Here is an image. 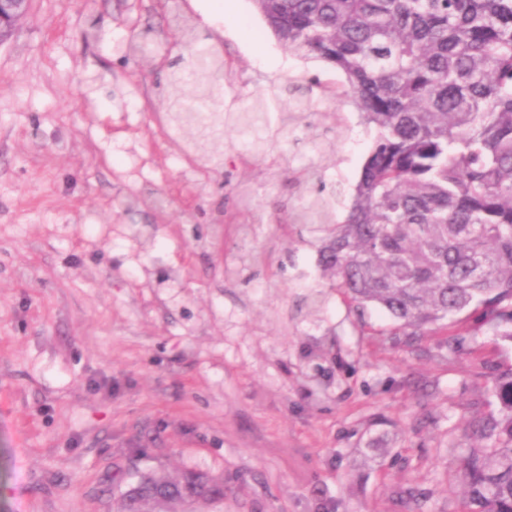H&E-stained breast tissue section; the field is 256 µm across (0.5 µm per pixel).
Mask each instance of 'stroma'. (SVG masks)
I'll use <instances>...</instances> for the list:
<instances>
[{"mask_svg":"<svg viewBox=\"0 0 512 512\" xmlns=\"http://www.w3.org/2000/svg\"><path fill=\"white\" fill-rule=\"evenodd\" d=\"M233 4L214 26L197 0H34L0 44V512H112L135 468L218 478L224 512H462L456 446L512 342L478 313L407 335L323 277L290 218L320 184L345 218L376 131L340 71ZM185 27L237 107L278 122L291 76L328 96L260 151L225 130L201 167L160 93Z\"/></svg>","mask_w":512,"mask_h":512,"instance_id":"35a3bbf8","label":"stroma"}]
</instances>
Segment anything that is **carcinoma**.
I'll return each mask as SVG.
<instances>
[{"instance_id": "obj_1", "label": "carcinoma", "mask_w": 512, "mask_h": 512, "mask_svg": "<svg viewBox=\"0 0 512 512\" xmlns=\"http://www.w3.org/2000/svg\"><path fill=\"white\" fill-rule=\"evenodd\" d=\"M277 38L346 77L341 97L377 137L336 223V195L292 215L318 244L323 275L412 336L479 311L512 341V0H253ZM224 57L198 46L172 62L166 120L198 134L193 152L220 167L224 124L284 132L326 96L288 82L293 111L271 126L257 98L226 102ZM499 406L473 426L460 482L464 512H512V368L493 380ZM191 512L224 499L223 482L187 471L141 473L112 512Z\"/></svg>"}]
</instances>
